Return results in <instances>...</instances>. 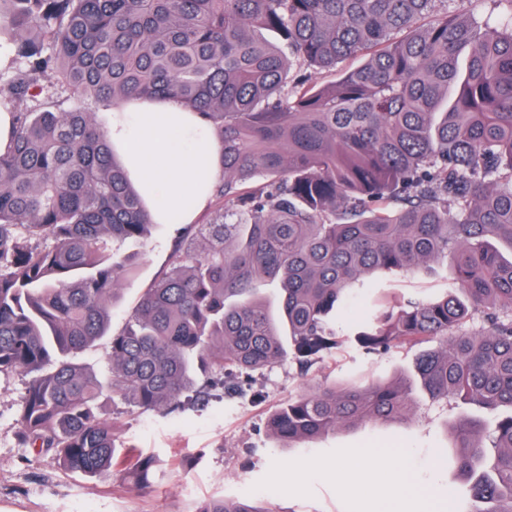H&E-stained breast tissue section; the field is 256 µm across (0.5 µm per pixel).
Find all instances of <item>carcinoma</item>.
<instances>
[{
	"instance_id": "obj_1",
	"label": "carcinoma",
	"mask_w": 512,
	"mask_h": 512,
	"mask_svg": "<svg viewBox=\"0 0 512 512\" xmlns=\"http://www.w3.org/2000/svg\"><path fill=\"white\" fill-rule=\"evenodd\" d=\"M437 0H0L15 70L0 151V374H32L21 438L85 476L151 486L155 458L119 453L104 401L165 410L215 373L301 365L347 341L366 355L432 339L415 369L429 398L494 413L454 427L468 512H512V18L504 32ZM361 66L326 85L292 66ZM62 94L35 107L38 81ZM177 99L221 149L200 159L223 222L178 245L129 321L110 332L118 282L136 275L145 202L88 108ZM222 178L209 186L212 167ZM453 269L448 279L444 271ZM437 278L423 298L374 271ZM272 285L277 321L260 287ZM356 288L370 313L346 321ZM109 338L110 377L76 359ZM411 406L398 381L299 395L270 417L288 444ZM198 512H256L213 500Z\"/></svg>"
}]
</instances>
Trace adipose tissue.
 Segmentation results:
<instances>
[{
	"label": "adipose tissue",
	"mask_w": 512,
	"mask_h": 512,
	"mask_svg": "<svg viewBox=\"0 0 512 512\" xmlns=\"http://www.w3.org/2000/svg\"><path fill=\"white\" fill-rule=\"evenodd\" d=\"M105 128L132 181L141 188L154 223H164L167 213L179 209L187 197H196L201 206L207 203L208 193L199 189L198 161L203 155H216L219 143L176 99L113 106Z\"/></svg>",
	"instance_id": "1"
}]
</instances>
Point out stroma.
Here are the masks:
<instances>
[{
	"label": "stroma",
	"instance_id": "stroma-1",
	"mask_svg": "<svg viewBox=\"0 0 512 512\" xmlns=\"http://www.w3.org/2000/svg\"><path fill=\"white\" fill-rule=\"evenodd\" d=\"M511 8L507 0H437L433 12L502 24ZM182 230L179 224H157L147 237L127 244V251L138 253L140 265L135 276L119 284L112 331L123 327L166 266ZM420 352L416 346L366 356L346 346L305 373L287 357L269 368L240 372L238 391L213 389L201 411L188 406L144 412L118 398L108 402L118 445L159 458L152 487L145 492L123 475L84 476L25 447L18 419L30 375L1 376L0 512H196L204 502L224 498L247 501L256 512H380L387 462L342 483L322 471L356 448L401 449L415 488L412 512H447L449 487L463 493L467 483L455 469L438 466L433 452L453 446V427L470 412L433 402L422 391L414 376ZM394 380L403 381L410 393L411 407L404 415L343 426L291 446L269 431L271 412L300 394Z\"/></svg>",
	"mask_w": 512,
	"mask_h": 512
}]
</instances>
